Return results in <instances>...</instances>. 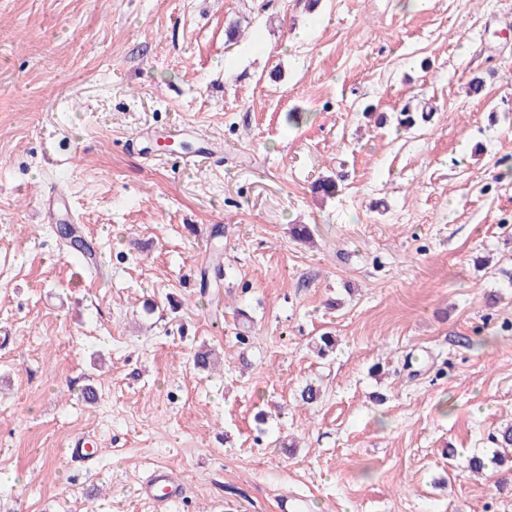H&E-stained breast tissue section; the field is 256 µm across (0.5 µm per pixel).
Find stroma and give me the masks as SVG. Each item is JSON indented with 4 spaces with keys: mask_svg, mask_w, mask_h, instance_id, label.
Here are the masks:
<instances>
[{
    "mask_svg": "<svg viewBox=\"0 0 512 512\" xmlns=\"http://www.w3.org/2000/svg\"><path fill=\"white\" fill-rule=\"evenodd\" d=\"M1 331L0 512H512V0H0ZM68 196L62 189L55 188L53 191L50 190L46 197L42 200L43 204V215L46 221H57L61 211L64 209L66 216L74 222L73 218L69 214L68 210ZM56 229H61L60 225H56L55 233L62 241L65 242L71 254L83 257L84 259L90 258L94 255L93 248L90 244L82 236L78 235L71 225H68L65 228L66 234L62 236L57 233ZM142 494L157 510L167 511L182 498L180 479L172 470L158 468L143 483Z\"/></svg>",
    "mask_w": 512,
    "mask_h": 512,
    "instance_id": "stroma-1",
    "label": "stroma"
}]
</instances>
